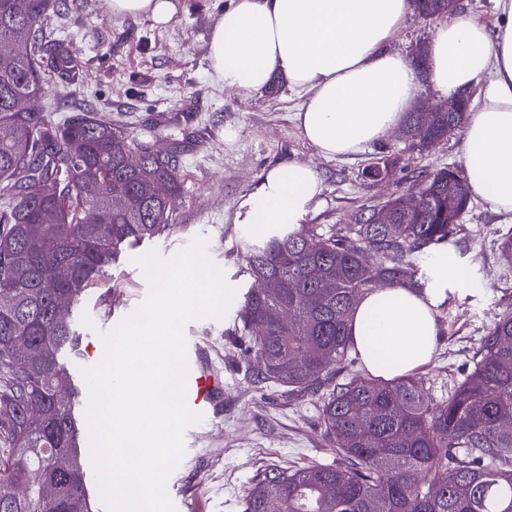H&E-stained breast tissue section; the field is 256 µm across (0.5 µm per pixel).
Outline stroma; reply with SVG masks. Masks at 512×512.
Returning a JSON list of instances; mask_svg holds the SVG:
<instances>
[{"label": "stroma", "mask_w": 512, "mask_h": 512, "mask_svg": "<svg viewBox=\"0 0 512 512\" xmlns=\"http://www.w3.org/2000/svg\"><path fill=\"white\" fill-rule=\"evenodd\" d=\"M229 2L180 0L175 19L160 28L145 18L112 16L107 0H78L53 22L56 37L80 66L78 81L69 87L50 84L37 106L58 122L75 112H92L153 150L176 151L183 189L170 201L171 227L141 249L169 257L194 236H204L210 258L242 296L251 285L245 248L250 234L248 225L238 223V213L270 169L297 161L314 167L322 193L307 221L326 232L354 223L368 207L415 193L426 174L448 166L461 171L465 163L462 133L422 151L400 128L351 158L317 154L295 124L301 99L287 85L237 95L211 73L210 31ZM444 21L441 15L409 12L389 47L416 60L418 47L428 45ZM228 129L235 131L234 139H225ZM380 158L393 167L382 184L364 175ZM511 229L512 214L495 213L473 198L451 245L471 277L437 309L438 344L421 367L436 390L464 377L488 327L512 309V268L502 265L494 246L495 238ZM147 292L141 270L121 257L108 284L80 309L83 343L103 351L102 332L132 313ZM237 322L232 307L223 319L198 320L185 328L224 377L222 416L200 425L196 454L184 456L179 465L187 476L181 490L189 512H243L252 481L265 469L336 461L313 401L282 387L253 386L234 334Z\"/></svg>", "instance_id": "35a3bbf8"}]
</instances>
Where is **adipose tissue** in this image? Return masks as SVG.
Instances as JSON below:
<instances>
[{"label":"adipose tissue","instance_id":"adipose-tissue-1","mask_svg":"<svg viewBox=\"0 0 512 512\" xmlns=\"http://www.w3.org/2000/svg\"><path fill=\"white\" fill-rule=\"evenodd\" d=\"M409 0H231L212 28L207 58L225 88L251 94L283 82L305 93L294 119L301 136L327 158L353 156L398 126L417 92L409 61L388 46ZM116 17H145L168 26L177 0H108ZM496 23L456 16L436 30L429 49L431 82L451 96L481 86L482 98L463 132L472 195L512 213V0H495ZM322 192L302 162L271 169L241 203L252 235L269 225L304 223ZM429 288L389 285L363 296L350 334L366 369L391 378L432 355L435 310L449 285L470 271L449 262L447 247L429 249Z\"/></svg>","mask_w":512,"mask_h":512}]
</instances>
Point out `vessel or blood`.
<instances>
[{
    "mask_svg": "<svg viewBox=\"0 0 512 512\" xmlns=\"http://www.w3.org/2000/svg\"><path fill=\"white\" fill-rule=\"evenodd\" d=\"M188 375L186 400L188 406L211 417L221 410L224 398V380L212 370L200 346L195 341L187 343Z\"/></svg>",
    "mask_w": 512,
    "mask_h": 512,
    "instance_id": "obj_1",
    "label": "vessel or blood"
}]
</instances>
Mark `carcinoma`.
Returning a JSON list of instances; mask_svg holds the SVG:
<instances>
[{
    "instance_id": "1",
    "label": "carcinoma",
    "mask_w": 512,
    "mask_h": 512,
    "mask_svg": "<svg viewBox=\"0 0 512 512\" xmlns=\"http://www.w3.org/2000/svg\"><path fill=\"white\" fill-rule=\"evenodd\" d=\"M0 0V512H93L79 442L84 391L67 371L81 354L74 310L105 286L127 250L170 227L156 189L180 192L172 153L154 151L90 112L62 123L16 99L39 97L44 72L67 84L76 60L49 24L60 0ZM422 15L448 0H412ZM466 112L406 125L417 145L463 128ZM422 208L387 201L392 224L374 210L343 233L281 226L248 247L252 285L238 329L254 355L250 378L314 397L340 463L257 476L245 512H512V309L494 321L464 378L438 397L413 370L391 379L340 377L354 342L359 299L382 284L422 288L414 255L448 245L471 203L466 178L442 168L422 179ZM122 204H113V198ZM512 267V232L497 243ZM63 267L67 276L52 272ZM280 308L288 321L276 320ZM54 488L45 497L43 486Z\"/></svg>"
}]
</instances>
